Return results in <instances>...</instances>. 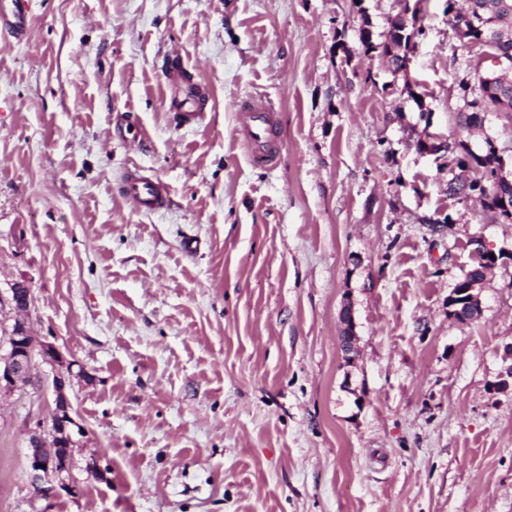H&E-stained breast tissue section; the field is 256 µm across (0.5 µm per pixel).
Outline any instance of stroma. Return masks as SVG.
I'll return each instance as SVG.
<instances>
[{
  "label": "stroma",
  "instance_id": "1",
  "mask_svg": "<svg viewBox=\"0 0 512 512\" xmlns=\"http://www.w3.org/2000/svg\"><path fill=\"white\" fill-rule=\"evenodd\" d=\"M400 16L423 32L396 72L361 34ZM32 27L0 42V291L26 280L34 335L93 379L69 389L77 492L49 501L26 458L46 367L0 399V512H512V224L422 148L489 135L511 164L512 118L458 124L448 0H32ZM174 55L209 91L189 124ZM251 97L278 109L272 168L236 133ZM136 166L166 210L119 195Z\"/></svg>",
  "mask_w": 512,
  "mask_h": 512
}]
</instances>
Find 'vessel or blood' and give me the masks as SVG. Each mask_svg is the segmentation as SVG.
Here are the masks:
<instances>
[{
    "label": "vessel or blood",
    "instance_id": "vessel-or-blood-1",
    "mask_svg": "<svg viewBox=\"0 0 512 512\" xmlns=\"http://www.w3.org/2000/svg\"><path fill=\"white\" fill-rule=\"evenodd\" d=\"M30 4L31 0H0V31L20 42L29 40L32 33ZM166 79L177 91L173 106L182 120L189 123L198 119L204 109L205 93L180 57L169 60ZM238 111V133L248 148L251 161L263 167L275 166L279 161L275 142L276 108L245 99L239 102ZM120 192L145 213L160 212L169 201L167 184L137 167L128 170Z\"/></svg>",
    "mask_w": 512,
    "mask_h": 512
}]
</instances>
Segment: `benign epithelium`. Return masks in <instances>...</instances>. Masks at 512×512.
<instances>
[{
  "label": "benign epithelium",
  "instance_id": "obj_1",
  "mask_svg": "<svg viewBox=\"0 0 512 512\" xmlns=\"http://www.w3.org/2000/svg\"><path fill=\"white\" fill-rule=\"evenodd\" d=\"M498 7L489 0H472L464 22L477 28H486L489 34L472 42L477 48L472 64L473 71L481 74L484 81H492L501 70L512 67V59L502 55L498 42L504 40L505 32L496 28L494 19ZM466 186H485L489 179L498 188L502 183L512 181V171L506 169L503 157H498L495 177L489 171L470 159H465ZM6 302L16 314L15 321L5 336L7 352L0 355V398L14 393L20 384L29 378L34 359L49 368L53 393V406L48 417L36 421L28 429L27 461L32 476L33 496L40 499H52L60 490L76 493L71 482L73 448L77 447L75 434L82 433L73 417V406L67 394V387L74 377L88 378L83 367L66 358L61 349L49 341H38L33 336L32 327L25 319L34 296L25 281H16L0 295V304ZM344 324L340 346L345 355L355 352L354 319L350 305H345L341 313Z\"/></svg>",
  "mask_w": 512,
  "mask_h": 512
}]
</instances>
